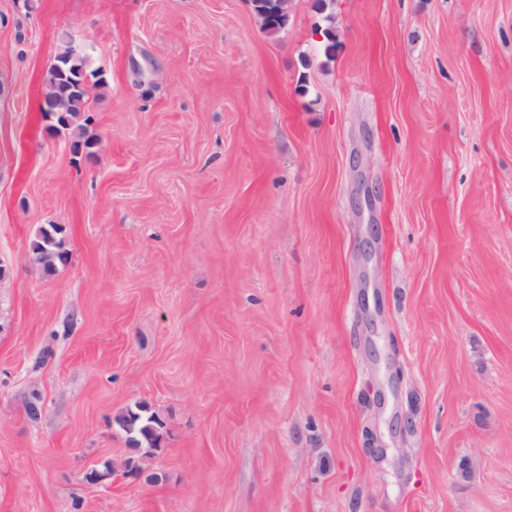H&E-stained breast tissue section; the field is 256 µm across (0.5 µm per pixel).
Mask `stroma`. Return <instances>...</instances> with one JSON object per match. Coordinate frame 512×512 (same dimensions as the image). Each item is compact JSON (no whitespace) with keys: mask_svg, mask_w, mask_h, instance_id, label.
Here are the masks:
<instances>
[{"mask_svg":"<svg viewBox=\"0 0 512 512\" xmlns=\"http://www.w3.org/2000/svg\"><path fill=\"white\" fill-rule=\"evenodd\" d=\"M0 261V512H512V0H0ZM251 2L265 30L275 33L285 27L288 21V15L282 17L276 16L278 0H252ZM71 47L68 42L58 52L54 61L47 69L44 79V103L43 112L47 118L53 120L50 129L55 132L70 130L75 120L83 117L87 112V96L91 78L93 84L102 82L98 70H89L88 66L77 57L90 60L95 52V45L85 40L77 39L75 35H69ZM73 50V52H72ZM98 73V74H97ZM63 100L67 103L66 112H56L57 103ZM66 237V227L62 224H48L39 229L31 244V257L45 273H54L69 263L70 251L66 247ZM149 407L146 404H138L135 410L129 408L116 415L115 424L126 436L128 448L137 455L128 457L124 466L130 471L140 472V461L152 459L161 449L164 440V424L154 413L148 414Z\"/></svg>","mask_w":512,"mask_h":512,"instance_id":"1","label":"stroma"}]
</instances>
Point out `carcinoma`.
<instances>
[{"mask_svg": "<svg viewBox=\"0 0 512 512\" xmlns=\"http://www.w3.org/2000/svg\"><path fill=\"white\" fill-rule=\"evenodd\" d=\"M278 0H252L255 13L265 30L275 33L283 29L288 16L278 17ZM100 83L101 77L74 53L69 45H64L47 69L44 79L43 112L53 120L50 129L59 132L72 128L75 120L82 117L90 123L87 112V96L90 83ZM95 141L80 133L71 142V152L75 156H93ZM66 227L62 224H49L39 229L31 244L33 262L45 273L51 274L69 263L70 251L66 247ZM149 407L139 404L134 409L116 415L115 424L126 436L128 448L136 454L125 460L124 466L130 471L142 470L140 462L152 459L161 449L164 440V424Z\"/></svg>", "mask_w": 512, "mask_h": 512, "instance_id": "cac0c4a2", "label": "carcinoma"}]
</instances>
